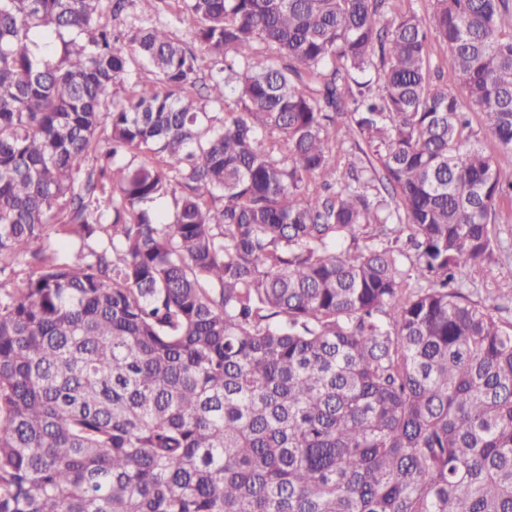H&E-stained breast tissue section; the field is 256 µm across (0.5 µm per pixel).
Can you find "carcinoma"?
Wrapping results in <instances>:
<instances>
[{
	"label": "carcinoma",
	"instance_id": "obj_1",
	"mask_svg": "<svg viewBox=\"0 0 512 512\" xmlns=\"http://www.w3.org/2000/svg\"><path fill=\"white\" fill-rule=\"evenodd\" d=\"M127 2L0 0V273L107 235L0 303V512H512V324L456 288L512 189L470 121L512 153V0H182L207 83ZM431 60L433 69L437 66L441 74L440 80L437 79V83L447 87L448 91H451L456 96L465 98L467 95L466 89L455 80L451 57L443 44L433 43ZM132 73L124 79V81L118 83L113 91L115 98L121 99L126 96L130 86L134 83L141 84H152L155 81L156 76L154 73L146 68L133 67ZM341 136H336V145L332 150L333 160L340 172L345 173L350 167L360 168L368 165L365 156L352 142L342 144Z\"/></svg>",
	"mask_w": 512,
	"mask_h": 512
}]
</instances>
